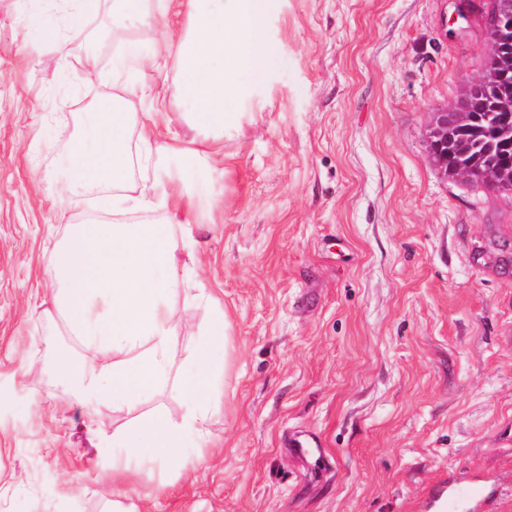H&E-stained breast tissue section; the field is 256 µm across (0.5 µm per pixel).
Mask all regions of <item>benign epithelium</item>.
I'll return each mask as SVG.
<instances>
[{
	"label": "benign epithelium",
	"mask_w": 512,
	"mask_h": 512,
	"mask_svg": "<svg viewBox=\"0 0 512 512\" xmlns=\"http://www.w3.org/2000/svg\"><path fill=\"white\" fill-rule=\"evenodd\" d=\"M486 27L490 49L484 73L464 91L453 110L442 108L432 113L427 150L438 169L453 177L470 173L472 165L467 154L448 152L467 113H485L483 121L493 141L512 143V126L508 124L512 112V0H492ZM485 180L498 191L512 193V161L507 155L500 157L493 172L485 174Z\"/></svg>",
	"instance_id": "7a95c632"
}]
</instances>
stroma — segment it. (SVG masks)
I'll list each match as a JSON object with an SVG mask.
<instances>
[{
    "instance_id": "stroma-1",
    "label": "stroma",
    "mask_w": 512,
    "mask_h": 512,
    "mask_svg": "<svg viewBox=\"0 0 512 512\" xmlns=\"http://www.w3.org/2000/svg\"><path fill=\"white\" fill-rule=\"evenodd\" d=\"M25 0H0V512H435L449 483L493 482L512 512V194L444 176L431 114L454 107L487 62L491 0H278L265 21L277 57L234 103L240 124L198 129L174 96L191 28L173 0L168 39L114 27L112 0L76 16L54 0L68 56L33 46ZM166 61L142 126L209 154L169 157L162 180L193 198L198 262L171 301V369L138 412L179 418L178 377L220 304L228 362L188 459L138 467L112 497L108 437L129 419L72 406L48 356L78 346L46 320L43 263L90 203L55 196L89 103L94 46L109 69L126 42ZM194 301H187V294ZM26 394H19L18 384ZM313 441L300 457L288 438Z\"/></svg>"
}]
</instances>
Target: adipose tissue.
Listing matches in <instances>:
<instances>
[{
	"instance_id": "adipose-tissue-1",
	"label": "adipose tissue",
	"mask_w": 512,
	"mask_h": 512,
	"mask_svg": "<svg viewBox=\"0 0 512 512\" xmlns=\"http://www.w3.org/2000/svg\"><path fill=\"white\" fill-rule=\"evenodd\" d=\"M168 2L112 0V22L161 21ZM191 2L192 36L179 57L173 92L193 103L197 126L230 132L236 124L228 107L245 92L240 75L261 79L265 64L276 56L263 29L276 0H223L218 8L210 0ZM162 66L157 53L131 42L113 71L136 70L139 80L131 90L144 94L150 89L149 72ZM131 121L123 96L92 106L65 165L54 176L58 197L84 195L105 212L190 211V194H174L156 182H144L134 196L120 193L130 161L126 129ZM179 231V225L168 221L72 224L47 260L51 295L44 313L61 319L80 348L74 355L55 354L51 367L56 383L88 419L107 404L134 409L144 393L167 378L176 331L170 301L182 285L179 269L194 255L191 246L181 244ZM206 334L181 379L186 400L181 417H139L113 433V443L123 450L112 459L113 480H131L133 463L178 456L187 440L201 441L219 373L216 353L227 345L223 310H216Z\"/></svg>"
}]
</instances>
